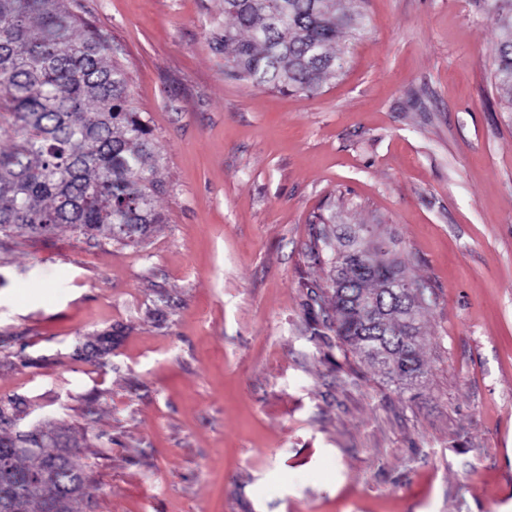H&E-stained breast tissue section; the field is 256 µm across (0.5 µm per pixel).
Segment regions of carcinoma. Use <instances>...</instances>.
Segmentation results:
<instances>
[{"label": "carcinoma", "mask_w": 512, "mask_h": 512, "mask_svg": "<svg viewBox=\"0 0 512 512\" xmlns=\"http://www.w3.org/2000/svg\"><path fill=\"white\" fill-rule=\"evenodd\" d=\"M341 0H224L219 41L232 47L225 70L238 80L295 93L318 90L339 71L338 34L356 33L362 15ZM502 38L495 79L512 110V0H491ZM109 38L72 10V0H0V98L13 106L15 141L0 152V232L45 234L62 225L79 233L107 227L118 242L139 243L162 223L155 197L161 158L151 128L133 105ZM331 259L334 332L342 344L410 389L425 377L421 304L367 318L371 297L390 302L389 282L403 273L364 241L361 265L343 269L344 230ZM58 434L34 428L0 436L6 465L29 477L0 512H76L88 474Z\"/></svg>", "instance_id": "carcinoma-1"}]
</instances>
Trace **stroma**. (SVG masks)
<instances>
[{
	"mask_svg": "<svg viewBox=\"0 0 512 512\" xmlns=\"http://www.w3.org/2000/svg\"><path fill=\"white\" fill-rule=\"evenodd\" d=\"M162 159V223L0 232V407L66 435L79 512H512V111L486 0H343L311 94L224 71L223 0H79ZM368 225L424 288L422 384L323 323Z\"/></svg>",
	"mask_w": 512,
	"mask_h": 512,
	"instance_id": "35a3bbf8",
	"label": "stroma"
}]
</instances>
